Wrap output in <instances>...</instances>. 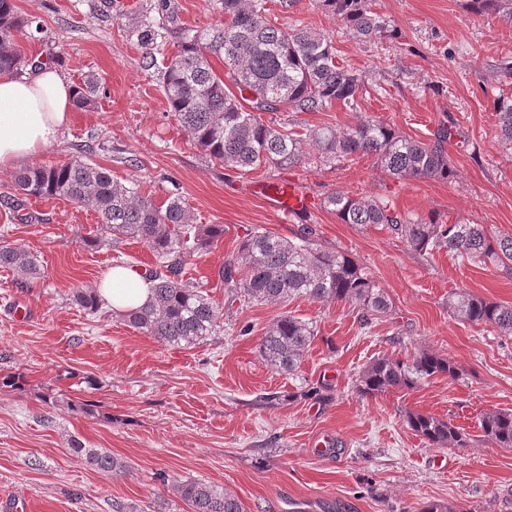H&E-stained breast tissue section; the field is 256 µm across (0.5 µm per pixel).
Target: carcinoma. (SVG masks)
Segmentation results:
<instances>
[{"mask_svg": "<svg viewBox=\"0 0 512 512\" xmlns=\"http://www.w3.org/2000/svg\"><path fill=\"white\" fill-rule=\"evenodd\" d=\"M360 41H375L387 33L386 20L373 9V0H319ZM476 13L492 12L512 26V0H468ZM224 24L210 28L156 29L138 22L133 28L146 49V64L169 37L177 39L162 74L163 93L181 127L206 155L228 170L246 174L259 169H290L308 161L338 168L354 155H368L395 180H444L453 175L446 145L460 132L440 127L429 142L416 140L391 126L368 119L339 131L331 126L277 128L261 112H325L334 104L355 110L363 79L336 60L332 39L307 27L288 30L269 22L268 0H219ZM29 22L14 11L13 0H0V74H15L28 65L17 34ZM223 62L218 73L212 60ZM250 97H237L229 86ZM97 84L87 79L76 86L75 107L95 105ZM248 106H243V101ZM500 136L512 149V104L497 103ZM14 185L26 196L63 197L98 213L101 230L111 240L136 239L155 254L157 263L146 275L151 298L128 310L125 321L157 340L173 346H192L217 333L223 317L208 298L204 285L183 276L185 257L224 233L218 224L197 226L179 188L161 202L138 192L112 176L106 168L82 159L57 166L24 168ZM323 208L343 224L381 227L410 248L425 253L448 249L461 260L491 263L512 274V236L491 234L485 225L455 219L413 220L397 211L386 198L355 196L335 190L324 197ZM305 227L292 238L264 229L248 233L237 252L224 259L217 278L231 301L277 305L293 298L321 304L344 303L358 312L364 328L392 310V302L368 271L342 251H326L313 243ZM0 267L24 281L41 278L38 260L7 242L0 244ZM448 314L461 323L486 325L512 339V305L482 298L466 289L448 295ZM316 336L313 323L281 314L267 326L260 352L266 364L291 372L300 364ZM438 375L451 380L457 369L441 356L422 353L412 361L378 357L363 367L358 391L375 397L387 392L411 391ZM408 426L430 445L466 448L470 437L463 429L430 415L409 412ZM485 440L497 448H512V413L489 411L479 417ZM71 449L104 472L121 468L107 452ZM162 481L192 512H244L233 494L203 481H181L163 473Z\"/></svg>", "mask_w": 512, "mask_h": 512, "instance_id": "obj_1", "label": "carcinoma"}]
</instances>
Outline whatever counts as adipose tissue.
Masks as SVG:
<instances>
[{
  "instance_id": "adipose-tissue-1",
  "label": "adipose tissue",
  "mask_w": 512,
  "mask_h": 512,
  "mask_svg": "<svg viewBox=\"0 0 512 512\" xmlns=\"http://www.w3.org/2000/svg\"><path fill=\"white\" fill-rule=\"evenodd\" d=\"M74 85L56 66L31 76L0 75V169L37 156L54 141L74 107ZM98 296L116 309L145 304L149 284L131 268L110 269Z\"/></svg>"
}]
</instances>
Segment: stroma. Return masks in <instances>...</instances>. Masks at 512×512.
<instances>
[{
    "mask_svg": "<svg viewBox=\"0 0 512 512\" xmlns=\"http://www.w3.org/2000/svg\"><path fill=\"white\" fill-rule=\"evenodd\" d=\"M154 0L120 8L116 0H14L18 15L40 22L39 39H21L26 58L50 61L72 83L93 78L98 100L73 110L38 165L74 158L112 171L162 201L179 186L196 223L224 234L186 260L224 316L218 332L173 347L131 327L121 312H89L77 292L96 291L111 268L144 271L151 249L104 238L92 209L64 199L0 203V240L34 255L42 279L24 282L0 268V503L27 512H187L158 478L223 487L246 512H512V448L481 436L479 417L512 412V340L448 313L464 288L512 304V275L446 250L419 254L388 231L341 223L323 209L336 189L385 196L410 216L465 219L512 234V149L500 137L494 105L512 99V25L473 13L467 0H376L391 37L356 39L318 0L281 7L268 18L286 29L329 35L336 59L361 74L360 108L277 112L264 121L344 129L365 118L430 140L442 126L464 139L447 151L451 180L395 181L364 156L337 169L305 164L237 174L189 141L161 89L159 67L128 32ZM293 179L313 201L308 222L323 249L351 255L391 299V314L361 327L353 307L295 299L280 305L227 303L216 271L251 230L292 237L304 222L284 220L252 195L256 180ZM311 321L316 338L299 367L280 372L258 352L277 315ZM250 335H240L242 325ZM428 352L459 370L411 391L360 395L355 380L382 356ZM451 421L469 433L466 448H436L412 431L407 412ZM112 453L104 472L75 455L71 440Z\"/></svg>",
    "mask_w": 512,
    "mask_h": 512,
    "instance_id": "obj_1",
    "label": "stroma"
}]
</instances>
